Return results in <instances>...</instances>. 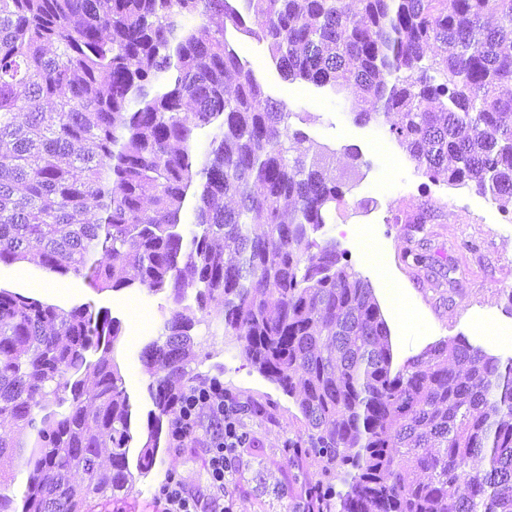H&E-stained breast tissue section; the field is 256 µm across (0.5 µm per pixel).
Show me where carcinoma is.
I'll return each instance as SVG.
<instances>
[{"mask_svg":"<svg viewBox=\"0 0 512 512\" xmlns=\"http://www.w3.org/2000/svg\"><path fill=\"white\" fill-rule=\"evenodd\" d=\"M230 29L287 81L357 88L355 122L432 181L512 208V0H0V265L36 242L45 273L171 300L139 356L141 434L121 322L0 287V425L19 434L0 455L27 470L19 497L0 474V512H88L151 472L197 375L190 289L301 414L302 512H512V357L459 335L393 369L373 289L326 237L335 152Z\"/></svg>","mask_w":512,"mask_h":512,"instance_id":"carcinoma-1","label":"carcinoma"}]
</instances>
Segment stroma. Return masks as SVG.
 Wrapping results in <instances>:
<instances>
[{
	"label": "stroma",
	"instance_id": "1",
	"mask_svg": "<svg viewBox=\"0 0 512 512\" xmlns=\"http://www.w3.org/2000/svg\"><path fill=\"white\" fill-rule=\"evenodd\" d=\"M233 45L249 62L266 92L300 115L294 128L335 151L332 173L358 176L346 186L345 202L328 235L345 250L353 269L373 288L390 330L394 366H401L435 342L464 335L491 354L512 356V216L491 198L465 186L432 183L386 127L354 121L352 91L333 92L283 80L265 42L235 33ZM424 212L423 224H394L396 211ZM424 262H416L414 253ZM408 289L415 310L400 324L383 273ZM0 284L51 300L63 309L92 302L122 322L116 361L133 405L134 421L145 427L152 404L149 375L138 358L158 337L165 294L144 290L95 292L83 279L38 272L34 263L0 267ZM201 378L218 377L225 391L249 405L247 423L259 450L241 449L230 487L235 512H292L297 491L288 481L287 441L304 429L293 400L243 356L222 325L195 329ZM188 477L192 490H205L207 457L201 447L181 454L162 450L155 469L136 478L112 512H154V493L166 473Z\"/></svg>",
	"mask_w": 512,
	"mask_h": 512
}]
</instances>
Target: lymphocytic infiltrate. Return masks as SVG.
<instances>
[{
    "label": "lymphocytic infiltrate",
    "mask_w": 512,
    "mask_h": 512,
    "mask_svg": "<svg viewBox=\"0 0 512 512\" xmlns=\"http://www.w3.org/2000/svg\"><path fill=\"white\" fill-rule=\"evenodd\" d=\"M247 405L228 395L224 383L213 377L190 384L182 393L169 422V443L178 453L204 443L209 465V493L196 497L187 490L183 476L168 474L155 494L157 512H225L226 474L238 448L250 440L244 422Z\"/></svg>",
    "instance_id": "obj_1"
}]
</instances>
